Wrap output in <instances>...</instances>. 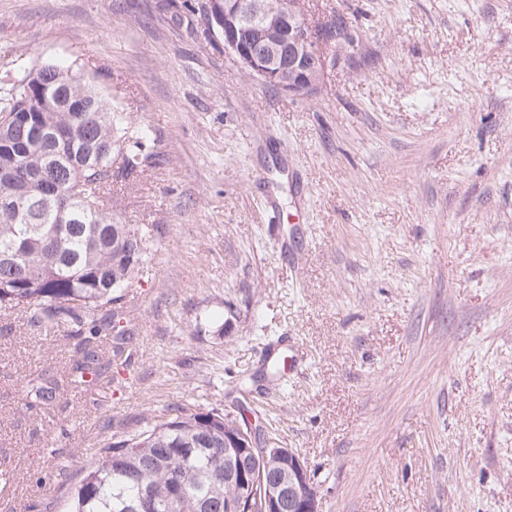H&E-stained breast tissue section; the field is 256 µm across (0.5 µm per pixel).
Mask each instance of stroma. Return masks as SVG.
<instances>
[{
    "instance_id": "1",
    "label": "stroma",
    "mask_w": 512,
    "mask_h": 512,
    "mask_svg": "<svg viewBox=\"0 0 512 512\" xmlns=\"http://www.w3.org/2000/svg\"><path fill=\"white\" fill-rule=\"evenodd\" d=\"M195 0H0V45L94 71L155 148L116 182L150 264L111 391L24 408L75 338L0 311L13 512H65L97 448L246 396L318 512H512V0H302L323 80L295 97L205 38ZM301 354L256 386L270 350Z\"/></svg>"
}]
</instances>
